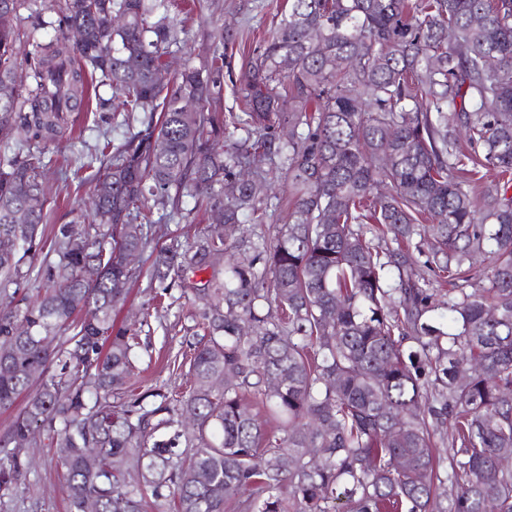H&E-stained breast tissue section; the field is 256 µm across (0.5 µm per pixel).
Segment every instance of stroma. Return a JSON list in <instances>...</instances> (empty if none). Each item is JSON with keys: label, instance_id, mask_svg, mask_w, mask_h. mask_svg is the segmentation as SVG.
<instances>
[{"label": "stroma", "instance_id": "35a3bbf8", "mask_svg": "<svg viewBox=\"0 0 512 512\" xmlns=\"http://www.w3.org/2000/svg\"><path fill=\"white\" fill-rule=\"evenodd\" d=\"M283 3L284 0H175L170 16L185 45L182 51L169 56L170 73H177L188 56L194 64H202L211 54L209 35L213 28H231L236 39L226 50L221 108L226 113L239 111L241 74L255 57L267 31L279 22ZM69 122L63 138L50 144L46 152L52 160L46 179L60 193L53 219L57 225L70 221V208L86 199L90 191L89 186L65 180L64 169L74 168L99 135L105 133L116 140L122 134L121 129H110L101 111L93 106L71 114ZM140 265L141 276L129 285L124 303L112 314L116 325L131 327L141 340L147 341L152 353L151 362L139 364L131 382L139 392L162 384L179 395L185 392L189 381L182 355L196 330L200 310L197 304L183 298L174 301L169 309H156L147 274L150 262L144 258ZM26 455L30 461L27 479L16 488L0 490V512H67L49 450L33 446L27 448Z\"/></svg>", "mask_w": 512, "mask_h": 512}]
</instances>
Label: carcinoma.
I'll use <instances>...</instances> for the list:
<instances>
[{"label":"carcinoma","instance_id":"carcinoma-1","mask_svg":"<svg viewBox=\"0 0 512 512\" xmlns=\"http://www.w3.org/2000/svg\"><path fill=\"white\" fill-rule=\"evenodd\" d=\"M289 2L240 78L242 111L224 114V30L210 64L169 77V0H0V84L28 83L0 96L14 146L0 288L15 302L0 312V410L25 399L0 436V490L26 478L37 438L69 512L148 498L157 512H512V0ZM22 8L58 34L17 29ZM92 98L139 129L94 146L110 192L46 242L48 162L29 142L56 140ZM274 186L288 223L230 247L226 229L266 223ZM201 211L222 223L155 240ZM423 244L433 280L414 270ZM144 253L155 296L205 300L180 401L126 386L145 346L112 312L137 274L125 256ZM486 254L488 287L466 291ZM436 283L450 332L429 318Z\"/></svg>","mask_w":512,"mask_h":512}]
</instances>
